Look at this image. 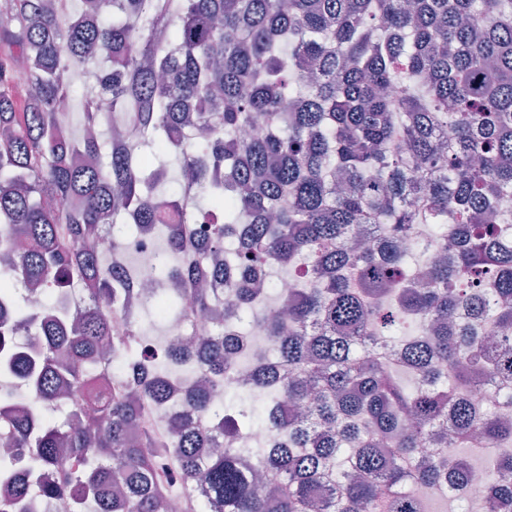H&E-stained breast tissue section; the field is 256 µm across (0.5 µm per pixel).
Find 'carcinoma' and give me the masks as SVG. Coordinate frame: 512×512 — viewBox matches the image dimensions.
Listing matches in <instances>:
<instances>
[{"mask_svg": "<svg viewBox=\"0 0 512 512\" xmlns=\"http://www.w3.org/2000/svg\"><path fill=\"white\" fill-rule=\"evenodd\" d=\"M98 60L77 137L73 64ZM103 97L132 144L103 151ZM0 131V371L33 393L30 418L0 403V512L33 483L71 512H158L146 448L202 512H419L418 488L465 492L459 449H492L488 512H512V0H0ZM102 224L198 254L157 265L158 320L222 305L225 324L156 349L139 317L115 330L139 289ZM273 263L297 282L286 330ZM261 307L268 358L221 391L246 357L224 331ZM17 329L42 341L14 353ZM162 404L166 431L145 423ZM256 430L274 445L250 472L235 445Z\"/></svg>", "mask_w": 512, "mask_h": 512, "instance_id": "carcinoma-1", "label": "carcinoma"}]
</instances>
